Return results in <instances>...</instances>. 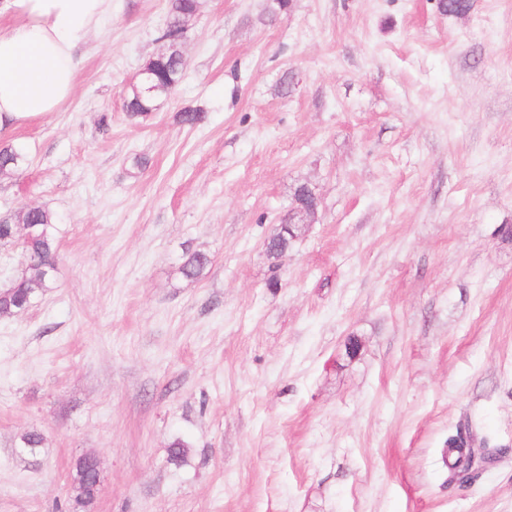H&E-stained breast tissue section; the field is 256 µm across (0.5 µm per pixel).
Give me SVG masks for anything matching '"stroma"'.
<instances>
[{
    "instance_id": "obj_1",
    "label": "stroma",
    "mask_w": 512,
    "mask_h": 512,
    "mask_svg": "<svg viewBox=\"0 0 512 512\" xmlns=\"http://www.w3.org/2000/svg\"><path fill=\"white\" fill-rule=\"evenodd\" d=\"M200 2L150 115L125 103L167 0H113L73 96L10 137L0 214L51 210L61 261L0 317V512H84L88 454L85 512H512V0ZM28 164L26 149L18 144H0V178H10L22 171ZM284 224H287V218L282 219L281 223L277 225L278 227L275 232L268 238V241H270V252L267 254L273 259H276L278 251L290 247L295 240L294 237L298 234L295 227L291 230L288 229V231L285 230ZM210 263L211 259L208 254L199 250L185 248L181 256L179 270L185 278L197 279ZM100 481V462L95 455H86L76 464L74 476L75 503L80 508H87L94 502Z\"/></svg>"
}]
</instances>
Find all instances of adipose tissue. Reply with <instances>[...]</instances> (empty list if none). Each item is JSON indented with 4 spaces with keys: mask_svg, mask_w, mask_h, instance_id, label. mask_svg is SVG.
<instances>
[{
    "mask_svg": "<svg viewBox=\"0 0 512 512\" xmlns=\"http://www.w3.org/2000/svg\"><path fill=\"white\" fill-rule=\"evenodd\" d=\"M112 0H0V138L72 96L78 50Z\"/></svg>",
    "mask_w": 512,
    "mask_h": 512,
    "instance_id": "1",
    "label": "adipose tissue"
}]
</instances>
